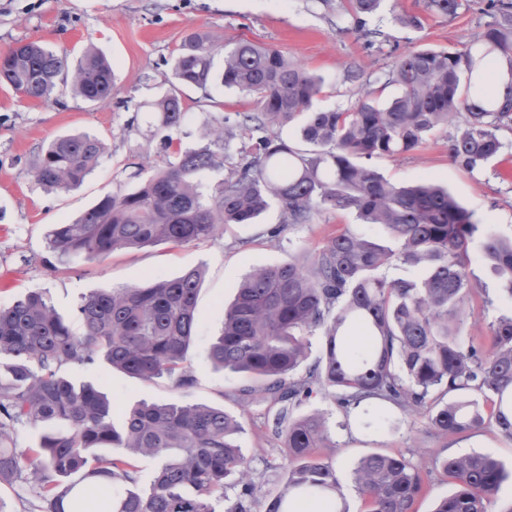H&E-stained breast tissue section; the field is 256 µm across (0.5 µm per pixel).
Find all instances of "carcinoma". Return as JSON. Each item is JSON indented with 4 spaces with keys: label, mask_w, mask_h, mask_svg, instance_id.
Instances as JSON below:
<instances>
[{
    "label": "carcinoma",
    "mask_w": 512,
    "mask_h": 512,
    "mask_svg": "<svg viewBox=\"0 0 512 512\" xmlns=\"http://www.w3.org/2000/svg\"><path fill=\"white\" fill-rule=\"evenodd\" d=\"M383 0H343L340 7L367 38V18ZM470 0H423V13H400L404 28L425 16L456 18ZM491 17L466 53L432 49L399 54L389 81L401 92L380 104L366 90L347 109L319 110L321 80L281 49L247 39H219L193 30L171 57L175 82L208 93L214 84L248 97L254 108L230 119L214 115L203 144L184 148L171 132L186 119L173 89L151 104L157 114L150 139L160 162H133L134 186L107 193L77 220L48 232L58 262L103 261L113 252L160 243L185 245L251 224L273 204L285 226L311 224L324 211L349 209L364 224L387 230L392 248L349 229L286 263L256 268L224 307V326L210 345L215 368L244 374L254 385L235 394L241 403L260 396L282 405L274 418L288 449V477L265 496L264 512L304 494L348 512L334 466L316 455L328 439L324 414L293 418L289 406L318 392L347 414L389 403L406 415L424 411L444 436L485 424V405L498 431L512 438V312L489 326L488 348L459 338L468 317V245L480 231L474 212L447 189L428 182L399 185L369 161L420 149L454 116L464 128L449 140L450 157L472 171L504 147L512 132V0H486ZM109 61L92 48L75 62L37 41L0 51V84L28 100L48 102L64 90L101 104L112 96ZM299 145L276 129L298 117ZM105 144L97 136H60L41 150L35 181L69 191L99 165ZM224 171L211 189L199 175ZM484 257L512 294V239L485 234ZM403 264L416 278L389 279L380 271ZM203 272L151 278L144 287L101 288L81 297L74 315L82 332L61 318L45 295L32 291L0 307V482L39 489L45 512H90L106 494L107 512H213L208 497L240 477L233 512L260 492L246 480L249 465L235 441L239 421L205 403L140 401L118 413L107 393L65 374L96 361L144 382L165 378L176 388L195 384L189 366ZM321 332V357L307 360V337ZM305 367V375L296 371ZM450 393L461 398L446 401ZM19 426L39 430L36 445L20 449ZM161 461L150 489L128 454ZM455 486L434 512H487L504 480L500 464L479 453L434 460ZM353 480L365 512H413L425 489L421 468L403 455L361 458Z\"/></svg>",
    "instance_id": "cac0c4a2"
}]
</instances>
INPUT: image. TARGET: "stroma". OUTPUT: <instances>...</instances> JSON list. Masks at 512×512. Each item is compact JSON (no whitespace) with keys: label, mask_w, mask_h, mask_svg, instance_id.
Listing matches in <instances>:
<instances>
[{"label":"stroma","mask_w":512,"mask_h":512,"mask_svg":"<svg viewBox=\"0 0 512 512\" xmlns=\"http://www.w3.org/2000/svg\"><path fill=\"white\" fill-rule=\"evenodd\" d=\"M482 6V0H474L471 10L457 18L430 17L415 30L397 25L393 17L420 12L422 0H384L367 20L368 28L383 33L370 44L342 10L324 0H0V50L20 40H38L75 58L92 45L111 61L115 72L111 99L95 106L67 92L48 102L24 100L0 86V306L40 291L69 321L91 289L140 286L151 276L171 279L187 269L202 268L197 336L190 356L196 377L192 389L176 391L165 380L146 383L104 364L73 367L67 374L74 381L102 387L119 408L140 400L223 406L242 425L238 443L254 482L262 491L278 492L286 473L283 439L270 428L278 405L269 401L240 405L234 395L250 385V378L216 370L208 357L209 345L223 325L224 303L233 298L237 283L252 268L288 261L320 245L332 230L347 227L382 242L387 239L384 231L359 223L350 210L327 211L314 223L286 227L282 210L275 205L257 223L233 225L201 243L121 250L100 262L74 260L65 269L59 268L50 251L47 234L52 225L76 219L104 194L131 186L127 164L149 146L153 115L144 105L169 90L168 61L187 32L205 28L223 38L241 36L277 47L323 79L318 108H347L366 88L382 102L399 94V86L388 80L396 52H463L473 47L489 21ZM463 126V117H456L419 150L376 158L372 164L396 184L427 178L447 187L486 229L511 238L512 178L501 175L499 164L512 159V132H503L505 147L499 156L469 172L458 167L448 151L449 138ZM77 132L103 139L106 150L98 167L66 193L37 184L31 170L42 148ZM275 227L281 233L273 238L269 231ZM468 274L480 290L469 299L470 315L461 334L485 345L489 323L512 311V295L485 261L479 235L469 245ZM319 411L326 413L329 428L320 455L334 464L350 512H364L352 469L362 457L376 453L402 454L429 469L427 488L416 500L415 512H432L436 501L454 490L448 477L432 469L434 457L491 456L505 479L487 512H512V440L493 424L441 437L427 414L406 416L385 408L369 413L375 426L365 429L346 423L333 399L322 395L293 407L291 414L304 417Z\"/></svg>","instance_id":"35a3bbf8"}]
</instances>
